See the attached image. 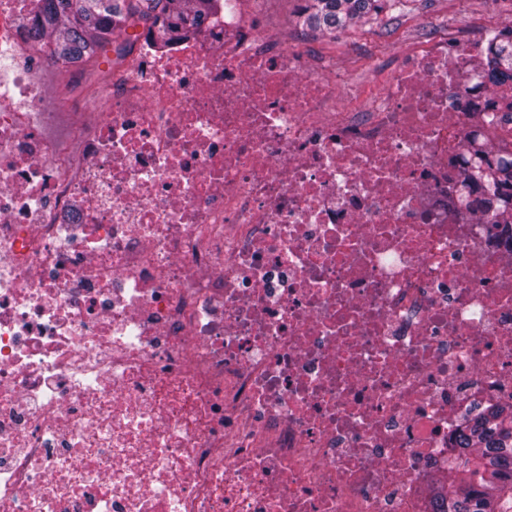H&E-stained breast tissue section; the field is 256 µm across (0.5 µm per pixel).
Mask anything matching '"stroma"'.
I'll return each mask as SVG.
<instances>
[{
    "mask_svg": "<svg viewBox=\"0 0 512 512\" xmlns=\"http://www.w3.org/2000/svg\"><path fill=\"white\" fill-rule=\"evenodd\" d=\"M256 9L266 27L296 41L308 66L320 69L333 62L340 67V110L369 107L399 58L420 48L434 30L481 38L512 19V0H412L409 12L400 16L384 14L332 37H313L301 31L297 0H259Z\"/></svg>",
    "mask_w": 512,
    "mask_h": 512,
    "instance_id": "35a3bbf8",
    "label": "stroma"
}]
</instances>
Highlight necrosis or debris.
<instances>
[{"instance_id":"1","label":"necrosis or debris","mask_w":512,"mask_h":512,"mask_svg":"<svg viewBox=\"0 0 512 512\" xmlns=\"http://www.w3.org/2000/svg\"><path fill=\"white\" fill-rule=\"evenodd\" d=\"M245 2L95 87L0 0V512H431L512 404V242L453 208L478 43L340 112Z\"/></svg>"}]
</instances>
